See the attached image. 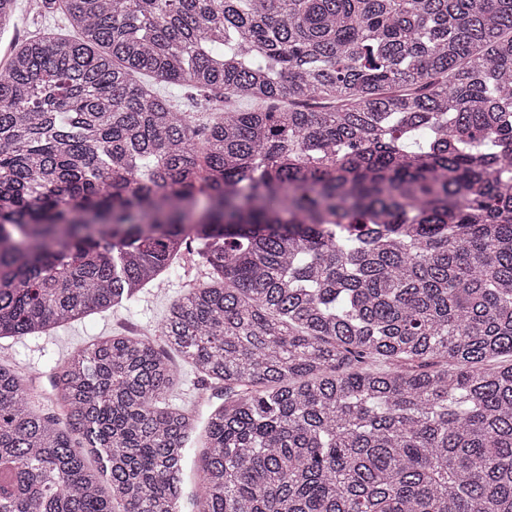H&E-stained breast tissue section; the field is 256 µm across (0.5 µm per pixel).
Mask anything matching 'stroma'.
I'll list each match as a JSON object with an SVG mask.
<instances>
[{
  "mask_svg": "<svg viewBox=\"0 0 512 512\" xmlns=\"http://www.w3.org/2000/svg\"><path fill=\"white\" fill-rule=\"evenodd\" d=\"M68 31L62 14H45L37 10L33 0H17L14 27L8 37L0 38V67L7 61L10 40H29ZM201 278L200 259L191 256L185 268L177 267L166 273L131 305L96 313L37 336L0 339V363L15 368L23 383L34 393L39 409L54 410L51 376L57 365L99 337L118 332L143 336L156 348H164L159 329L170 305ZM173 363L179 375V383L171 395L174 404L201 416L209 405L223 401V387L201 386L194 367L181 357H174Z\"/></svg>",
  "mask_w": 512,
  "mask_h": 512,
  "instance_id": "1",
  "label": "stroma"
}]
</instances>
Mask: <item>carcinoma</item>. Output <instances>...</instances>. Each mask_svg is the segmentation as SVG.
Masks as SVG:
<instances>
[{"instance_id": "carcinoma-1", "label": "carcinoma", "mask_w": 512, "mask_h": 512, "mask_svg": "<svg viewBox=\"0 0 512 512\" xmlns=\"http://www.w3.org/2000/svg\"><path fill=\"white\" fill-rule=\"evenodd\" d=\"M0 71V339L191 255L166 344L0 364V512H512V0H39ZM261 103L198 144L136 75ZM98 460L95 467L87 457ZM33 1L35 0L16 2L14 28L3 39L0 37V67L6 64L11 38L29 40L48 33L69 34L70 27L61 13L39 12ZM170 353L179 375V383L174 388L170 400L199 415L202 425L207 407L210 404L224 402V387L212 385L205 388L201 386L197 382L194 367L172 351ZM188 448L183 473V512H193L195 510L192 494L195 492L196 463L200 449L195 444L188 446Z\"/></svg>"}]
</instances>
